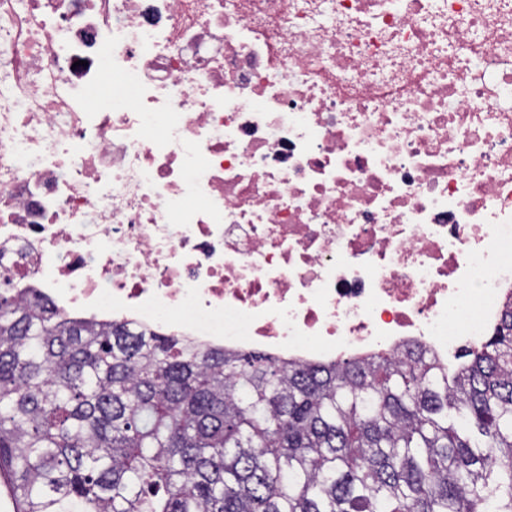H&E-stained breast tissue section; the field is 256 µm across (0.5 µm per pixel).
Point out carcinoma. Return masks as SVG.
<instances>
[{
	"instance_id": "carcinoma-1",
	"label": "carcinoma",
	"mask_w": 512,
	"mask_h": 512,
	"mask_svg": "<svg viewBox=\"0 0 512 512\" xmlns=\"http://www.w3.org/2000/svg\"><path fill=\"white\" fill-rule=\"evenodd\" d=\"M453 370L278 363L0 294L19 512H512V310Z\"/></svg>"
}]
</instances>
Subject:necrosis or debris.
<instances>
[{"instance_id": "obj_1", "label": "necrosis or debris", "mask_w": 512, "mask_h": 512, "mask_svg": "<svg viewBox=\"0 0 512 512\" xmlns=\"http://www.w3.org/2000/svg\"><path fill=\"white\" fill-rule=\"evenodd\" d=\"M1 289L462 359L512 305V0H0Z\"/></svg>"}]
</instances>
